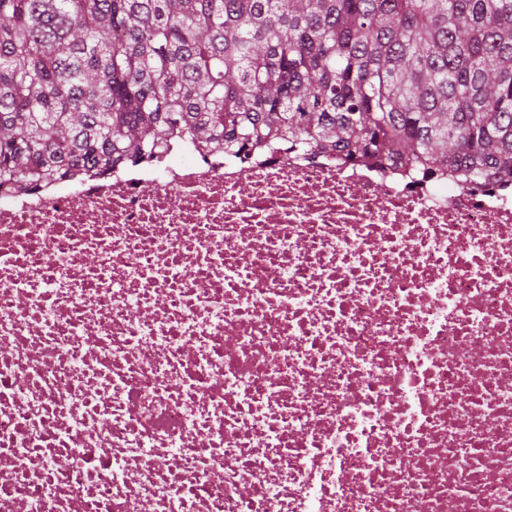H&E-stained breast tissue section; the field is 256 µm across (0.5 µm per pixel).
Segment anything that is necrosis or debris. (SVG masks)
Here are the masks:
<instances>
[{"mask_svg": "<svg viewBox=\"0 0 512 512\" xmlns=\"http://www.w3.org/2000/svg\"><path fill=\"white\" fill-rule=\"evenodd\" d=\"M135 502L512 512V186L182 138L0 192V512Z\"/></svg>", "mask_w": 512, "mask_h": 512, "instance_id": "obj_1", "label": "necrosis or debris"}]
</instances>
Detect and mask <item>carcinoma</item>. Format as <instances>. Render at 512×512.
Instances as JSON below:
<instances>
[{
  "mask_svg": "<svg viewBox=\"0 0 512 512\" xmlns=\"http://www.w3.org/2000/svg\"><path fill=\"white\" fill-rule=\"evenodd\" d=\"M177 137L512 183V0H0V188Z\"/></svg>",
  "mask_w": 512,
  "mask_h": 512,
  "instance_id": "1",
  "label": "carcinoma"
}]
</instances>
